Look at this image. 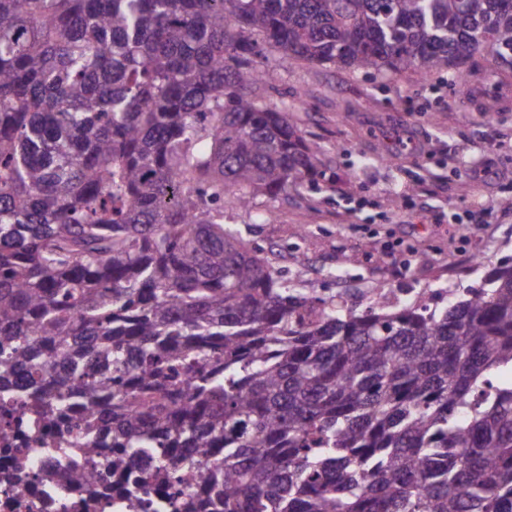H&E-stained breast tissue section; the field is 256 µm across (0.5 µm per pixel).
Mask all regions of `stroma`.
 Listing matches in <instances>:
<instances>
[{
    "instance_id": "1",
    "label": "stroma",
    "mask_w": 512,
    "mask_h": 512,
    "mask_svg": "<svg viewBox=\"0 0 512 512\" xmlns=\"http://www.w3.org/2000/svg\"><path fill=\"white\" fill-rule=\"evenodd\" d=\"M267 57L277 79L266 99L291 102L288 119L318 147L324 175L224 221L295 287L357 311L378 287L397 304L442 309L480 287L484 268L512 262V95L472 109L444 68L354 74Z\"/></svg>"
}]
</instances>
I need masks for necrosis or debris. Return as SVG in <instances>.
<instances>
[{
    "label": "necrosis or debris",
    "mask_w": 512,
    "mask_h": 512,
    "mask_svg": "<svg viewBox=\"0 0 512 512\" xmlns=\"http://www.w3.org/2000/svg\"><path fill=\"white\" fill-rule=\"evenodd\" d=\"M33 424L18 414L8 440L0 439V512H172L175 497H190L200 480V469L188 467L181 484L157 481L150 468L140 472L149 490L144 500L130 499L123 490L101 496L86 492L69 480L68 460L50 454L32 441Z\"/></svg>",
    "instance_id": "4bbe7bcc"
}]
</instances>
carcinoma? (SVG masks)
Listing matches in <instances>:
<instances>
[{"instance_id":"1","label":"carcinoma","mask_w":512,"mask_h":512,"mask_svg":"<svg viewBox=\"0 0 512 512\" xmlns=\"http://www.w3.org/2000/svg\"><path fill=\"white\" fill-rule=\"evenodd\" d=\"M512 54V0H0V421L180 512H512V264L440 311L292 287L224 208L320 175L252 56Z\"/></svg>"}]
</instances>
